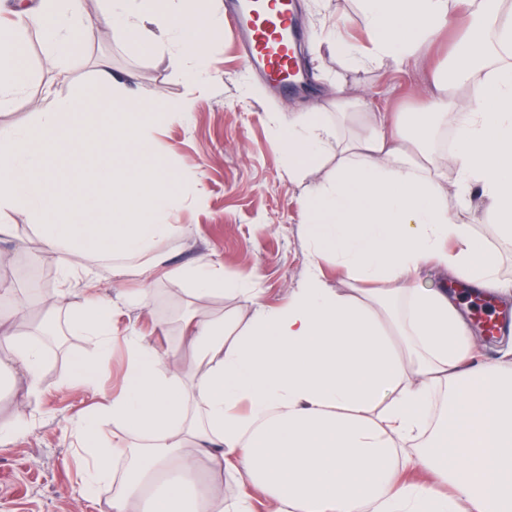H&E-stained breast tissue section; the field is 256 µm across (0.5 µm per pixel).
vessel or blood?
I'll return each mask as SVG.
<instances>
[{
    "label": "vessel or blood",
    "instance_id": "b4317fda",
    "mask_svg": "<svg viewBox=\"0 0 512 512\" xmlns=\"http://www.w3.org/2000/svg\"><path fill=\"white\" fill-rule=\"evenodd\" d=\"M224 29H213L208 39H223L231 32L241 38L247 67L262 75L281 92L294 89L292 72L299 68L294 33L298 0H225Z\"/></svg>",
    "mask_w": 512,
    "mask_h": 512
}]
</instances>
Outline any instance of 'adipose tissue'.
Segmentation results:
<instances>
[{"label":"adipose tissue","instance_id":"adipose-tissue-1","mask_svg":"<svg viewBox=\"0 0 512 512\" xmlns=\"http://www.w3.org/2000/svg\"><path fill=\"white\" fill-rule=\"evenodd\" d=\"M368 42H337L352 67L415 63L450 17L476 33L455 48L454 74L434 82L424 108L408 114H336L353 132L308 115L289 121L280 142L289 169L331 150L336 167L311 185L299 210L309 242L305 277L286 304L261 302L246 281H229L210 258L167 267L165 243L179 225L167 216L180 177L155 150L151 133L173 111L124 94L103 70L93 90L62 100L25 127L0 125V218L24 214L25 250L64 252L72 268L94 255L113 275L142 283L132 300L148 310L157 270L202 299L240 298L231 322L188 316L182 340L200 354L182 370L177 351L146 337L124 338L128 365L120 391L74 425L85 486L111 497L112 512H224V481L239 495L233 512H512V368L474 362L472 332L445 278L506 295L499 256L457 222L459 206L480 199L512 240V5L507 0H358ZM185 0H106L89 24L80 0H37L0 26V108L29 74L13 51L21 29L43 32L62 64L105 34L135 40L161 22L195 70L207 52L204 26L189 29ZM453 128L452 153L432 156L431 129ZM64 148L69 167L52 155ZM454 179L455 195L444 188ZM53 212L63 223H47ZM332 257L348 278L368 282L364 301L324 280ZM440 275L417 284L422 265ZM69 318L91 356L72 362L93 384L108 373L115 339L111 300L86 282ZM0 372L22 371L37 391L45 360L28 338L6 337ZM441 406L447 425L430 424ZM115 433L104 447L103 425Z\"/></svg>","mask_w":512,"mask_h":512}]
</instances>
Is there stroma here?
<instances>
[{
    "mask_svg": "<svg viewBox=\"0 0 512 512\" xmlns=\"http://www.w3.org/2000/svg\"><path fill=\"white\" fill-rule=\"evenodd\" d=\"M301 25L311 88L288 96L270 95L245 69L230 35L210 44L206 72L197 78L176 62V48L160 41L152 26L133 43L99 36L63 67L48 63L44 37L29 28L22 34L29 81L10 106L0 109V124H29L51 111L56 98L82 93L102 68L125 80L133 98L183 107L181 116L154 133L158 150L183 177L182 202L169 217L182 227L181 236L165 247L170 262L190 266L201 257L212 258L223 264L225 278L248 277L260 299L276 305L307 272L309 247L298 200L314 178L336 164L333 156L320 155L296 177H288L278 142L283 118L318 103L324 118L335 119L340 97L363 102L370 112L419 111L433 74H444L448 56L465 34L463 21L454 19L429 59L417 67L349 70L342 59L319 48L313 36L339 33L365 42L355 0H302ZM4 221L13 225L14 235L0 240V275L11 276L21 289L27 276H36L46 288L67 289L70 306L81 304L83 282L69 274L66 254L42 253L34 267H25L22 245L33 235L28 219L12 213ZM86 265L101 295L113 302L118 335L135 331L163 349L178 343L180 319L196 306L180 282L158 277L151 309L143 312L125 301L138 287L137 279L113 277L108 263L95 257ZM68 315V308L56 313L54 336L41 340L46 359L36 396H29L23 374H0V427L20 416L30 427L27 435L0 449V512H111L104 499L80 487L72 427L102 393L118 390L126 351L115 346L111 371L98 386L71 381V359L87 345L70 330Z\"/></svg>",
    "mask_w": 512,
    "mask_h": 512,
    "instance_id": "1",
    "label": "stroma"
}]
</instances>
